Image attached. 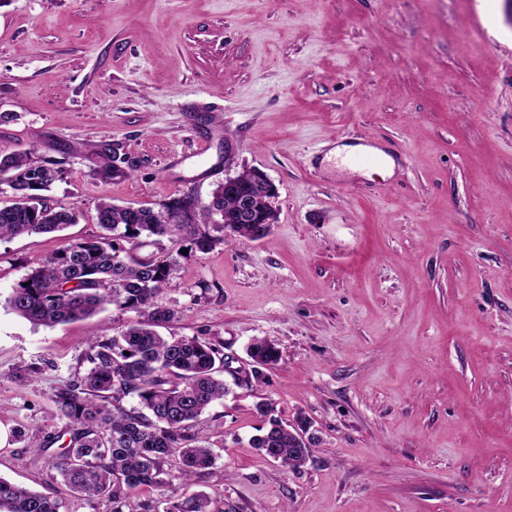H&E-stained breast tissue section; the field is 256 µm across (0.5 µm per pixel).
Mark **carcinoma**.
I'll list each match as a JSON object with an SVG mask.
<instances>
[{"mask_svg":"<svg viewBox=\"0 0 512 512\" xmlns=\"http://www.w3.org/2000/svg\"><path fill=\"white\" fill-rule=\"evenodd\" d=\"M62 174L59 162L36 158L33 152L0 156V182L14 201L0 207V238L52 233L78 220L73 209L53 207L43 192ZM102 233L70 242L31 267L12 288L8 303L35 326L54 327L94 315L108 306L135 314L116 336H100L88 344V368L74 373L50 397L52 417L62 421L58 432H41L31 447L40 455L61 442L63 451L50 462L52 477L84 496L102 512H210L203 495L164 500H131L160 483L171 459L178 460L184 482L202 475L214 461L207 437L196 431L200 416L229 393L221 378L222 346L202 336H164L159 329L176 321L177 313L158 297L178 270L173 252L160 246L186 240L205 253L231 238L256 241L270 224H243L236 199L219 187L205 201L187 207L174 197L161 208L115 205L97 207ZM157 250L141 255L147 245ZM250 374L234 377L260 381L279 359L278 349L255 339L248 346ZM266 418L250 445L268 459L290 469L309 459L311 442L303 417L285 424L267 401L255 405ZM63 502L0 477V512H63Z\"/></svg>","mask_w":512,"mask_h":512,"instance_id":"obj_1","label":"carcinoma"}]
</instances>
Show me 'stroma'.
<instances>
[{
	"label": "stroma",
	"instance_id": "obj_1",
	"mask_svg": "<svg viewBox=\"0 0 512 512\" xmlns=\"http://www.w3.org/2000/svg\"><path fill=\"white\" fill-rule=\"evenodd\" d=\"M491 108H484V101ZM234 154L225 157V143ZM372 143L366 175L318 163ZM116 176L96 177L97 146ZM60 161L50 205L77 223L0 240V477L93 512L19 442L84 370L113 309L35 326L8 306L35 263L101 228L96 207L208 198L264 171L278 220L256 241L179 256L166 335L252 339L279 361L199 428L215 461L182 486L211 512H512V17L505 0H0V153ZM41 368L25 383L17 366ZM271 400L309 422L311 457L249 445Z\"/></svg>",
	"mask_w": 512,
	"mask_h": 512
}]
</instances>
